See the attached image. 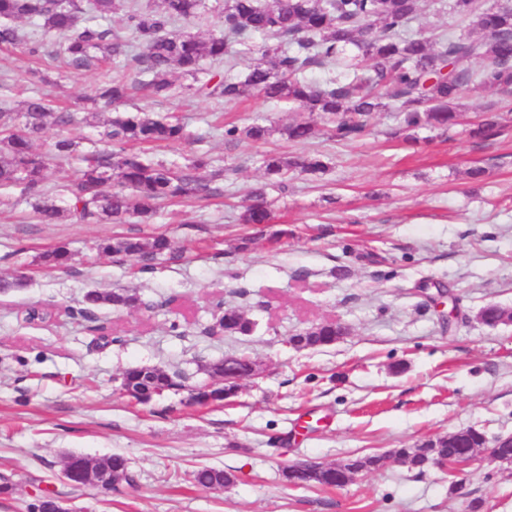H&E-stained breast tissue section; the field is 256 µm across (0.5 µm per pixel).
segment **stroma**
I'll list each match as a JSON object with an SVG mask.
<instances>
[{
	"instance_id": "35a3bbf8",
	"label": "stroma",
	"mask_w": 512,
	"mask_h": 512,
	"mask_svg": "<svg viewBox=\"0 0 512 512\" xmlns=\"http://www.w3.org/2000/svg\"><path fill=\"white\" fill-rule=\"evenodd\" d=\"M450 0H432L412 22L425 37L460 32ZM40 69L48 83L30 80ZM134 67L116 61L60 73L49 58L0 47V109L40 94L55 106L83 104L96 88ZM171 97L134 91L128 112L175 116L186 139L140 146L175 167L208 154L223 168L221 196L203 204L163 202L125 224L39 223L19 189L0 188V477L13 485L0 512H27L43 489L74 512H512V465L477 454L466 467L467 496L449 494L451 474L387 462L340 488L289 485L286 467L332 464L385 453L463 428L487 439L512 434V324L481 323L482 307L512 308V95L469 88L448 133L423 129L415 144L393 136L390 113L358 139L326 131L304 143L282 129L304 119L294 104L253 95L224 104L196 97L191 76L172 71ZM495 105L500 134L468 131ZM108 113L73 127L48 125L34 142L49 154L44 186L61 202L86 154L100 147ZM259 122L263 141L224 139V126ZM69 139V157L51 151ZM318 156L325 173L270 184L271 157ZM484 174L473 179L468 169ZM263 189L266 224L239 220L247 194ZM163 234L182 252L140 270L137 259L98 253L100 239ZM65 247L69 266L46 267L42 253ZM126 289L136 306H100L74 319L87 291ZM256 321L248 335H204L220 304ZM52 310L31 324L29 307ZM330 320L346 324L336 343L295 350L289 336ZM249 354L259 371L237 397L200 407L188 388L208 380L205 365ZM158 366L187 385L139 403L119 390L122 372ZM126 458L135 487L103 492L59 478L65 455ZM230 471L232 484L205 489L192 471Z\"/></svg>"
}]
</instances>
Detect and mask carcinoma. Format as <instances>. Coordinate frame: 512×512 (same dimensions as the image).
Masks as SVG:
<instances>
[{"instance_id": "obj_1", "label": "carcinoma", "mask_w": 512, "mask_h": 512, "mask_svg": "<svg viewBox=\"0 0 512 512\" xmlns=\"http://www.w3.org/2000/svg\"><path fill=\"white\" fill-rule=\"evenodd\" d=\"M422 0H224V32L201 39L175 32V21L198 14L202 0H162L157 9L129 7L126 25L143 53L137 58L141 72L152 76L148 86L156 96H167L173 85L166 79L177 66L196 75L202 62L224 61L225 69L208 73L194 94L206 99L234 102L253 93L269 100H288L311 117L292 123L282 133L292 141H307L316 133V120L331 125L338 140H351L364 132L377 112L397 114V132L414 141L417 129L448 130L457 123V101L473 84L485 89L512 92V6L485 3L483 0H451L450 8L467 22L459 34L444 32L432 40L410 31V23L421 11ZM120 7V0H0V44L27 45L36 57L46 44L25 36L15 22L25 19L43 33L63 37L51 51L68 73L88 71L106 60L128 55V44L112 29L95 22ZM88 19L82 21L80 16ZM253 34L266 36L259 62L244 72H233L238 46ZM481 68H476V65ZM336 66V76L315 83L308 74L316 67ZM129 93L124 77H114L98 87L89 98L93 106L112 109L122 104ZM24 130L7 131L0 137V187H19L40 220L56 224L67 219L77 224H122L132 215L146 217L162 201L207 200L216 188L212 180L197 175L209 162L198 156L179 171L136 153L109 149L112 143L177 142L186 137L178 122L154 119L147 114L117 116L102 133L107 147L84 158L86 167L64 205L46 200L43 189L45 156L33 150L35 138L52 122L67 127L76 122L72 112H55L43 98L32 96L22 101ZM498 121L490 116L471 129L472 137L486 140L497 134ZM271 128L259 123L224 129V138L262 140ZM267 174L283 177L288 172L316 175L327 164L318 157H271L265 161ZM256 203L247 205L240 215L244 224H267L271 214L263 203V191L253 192ZM105 254L133 256L145 265L175 257L177 249L165 236L148 239L115 237L97 245ZM71 256L58 247L42 256L54 267L68 265ZM86 315L101 305L127 308L138 296L125 289L100 292L89 290L84 296ZM482 323L497 326L502 318L512 322V309L489 304L481 309ZM255 322L235 307L219 315L221 333L249 335ZM339 322L326 321L289 337L302 346H329L347 334ZM257 371L247 355L229 356L209 366L208 372L222 380L224 399L236 396L240 381ZM177 374L159 367H132L123 380L149 401L163 392L179 389ZM486 446V438L476 429L454 442L448 435L435 442L412 448H393L384 454L347 459L333 465H294L285 471L294 485H336V477L348 482L351 472L378 470L395 459L411 468H424L433 457L451 460ZM110 469L126 474L125 459L114 455L90 467L95 473ZM195 481L215 489L233 482L221 469L203 468Z\"/></svg>"}]
</instances>
